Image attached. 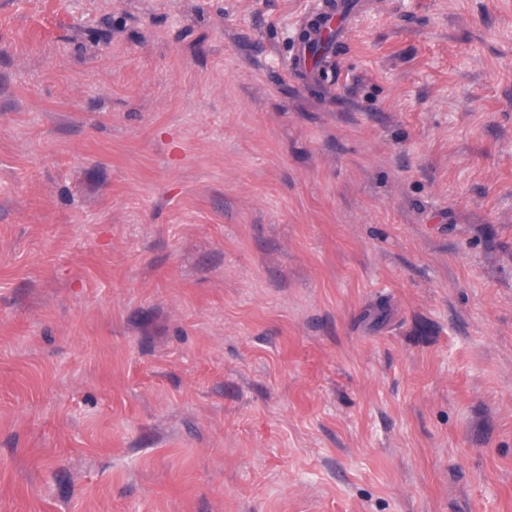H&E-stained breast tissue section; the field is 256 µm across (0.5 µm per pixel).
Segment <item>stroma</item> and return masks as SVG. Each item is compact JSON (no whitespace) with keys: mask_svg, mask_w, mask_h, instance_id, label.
Listing matches in <instances>:
<instances>
[{"mask_svg":"<svg viewBox=\"0 0 512 512\" xmlns=\"http://www.w3.org/2000/svg\"><path fill=\"white\" fill-rule=\"evenodd\" d=\"M0 0V512H512V0Z\"/></svg>","mask_w":512,"mask_h":512,"instance_id":"35a3bbf8","label":"stroma"}]
</instances>
